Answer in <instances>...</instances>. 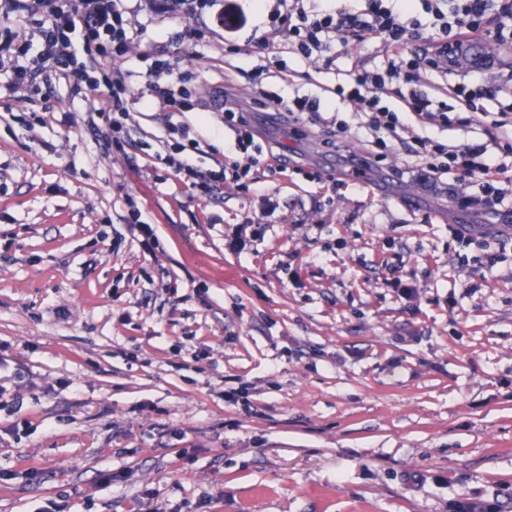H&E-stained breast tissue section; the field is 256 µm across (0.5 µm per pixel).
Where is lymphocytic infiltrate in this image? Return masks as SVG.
<instances>
[{"mask_svg": "<svg viewBox=\"0 0 512 512\" xmlns=\"http://www.w3.org/2000/svg\"><path fill=\"white\" fill-rule=\"evenodd\" d=\"M266 29L260 45L276 63L284 58L278 37H285L291 53L308 60L328 54H341L350 40L361 42L379 39L389 50L380 68L358 67L342 70V81L335 94L353 103L359 111L373 115L375 161H383L400 141L404 125L397 113L384 103L393 84L408 86L404 98L411 116L424 123H448V105L429 98L419 90V72L429 69L448 77L455 62L452 54L408 51L409 43L423 31H431L437 43L450 44L459 50L466 38L480 34L499 43L512 44V0H345L341 7L324 5L309 11L304 0H260ZM19 17L34 22L37 42H25L22 62L0 53V71L11 70L10 93H23L50 74L74 76L73 95L94 97L98 107L86 117L90 128L106 123L107 134L117 147L130 142L132 117L127 106L130 89L120 70L106 71L104 62L125 53L134 41L131 22L123 0H0V19ZM81 43H74V34ZM454 91L472 112L484 109V103L512 93V83L490 84L477 74L464 76ZM224 124L236 133V148L246 155V163L231 162L217 171L200 175L185 147L166 155L165 164L176 174L200 178L202 186L226 180L236 182L247 177L250 167L259 163L263 147L238 100H224ZM408 153L425 158V168L434 175L456 174L459 179L475 183L474 194L458 198L460 210H474L495 223V238L511 235L498 228L501 207L512 191V168L505 162L512 155V135L497 133L487 141L468 143L455 148L429 137L414 138Z\"/></svg>", "mask_w": 512, "mask_h": 512, "instance_id": "f902f5d3", "label": "lymphocytic infiltrate"}]
</instances>
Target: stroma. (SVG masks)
I'll use <instances>...</instances> for the list:
<instances>
[{"label":"stroma","instance_id":"35a3bbf8","mask_svg":"<svg viewBox=\"0 0 512 512\" xmlns=\"http://www.w3.org/2000/svg\"><path fill=\"white\" fill-rule=\"evenodd\" d=\"M125 4L140 33L116 62L132 147L93 133L65 81L13 96L0 73V512L50 498L70 512H512V243L480 214L469 239L450 234L471 185L422 181L404 147L368 189L343 166L373 132L335 95L337 72L381 64L383 42L329 63L287 55L257 88L253 0ZM158 42L188 90L175 113L144 92L139 57ZM231 88L317 98L350 130L309 114L297 136L293 116L253 105L285 169L200 196L161 163L165 127H187L200 170L238 159ZM485 107L468 127L408 118L403 137L512 130V112ZM129 195L151 242L124 220ZM105 469L124 482L101 485Z\"/></svg>","mask_w":512,"mask_h":512}]
</instances>
